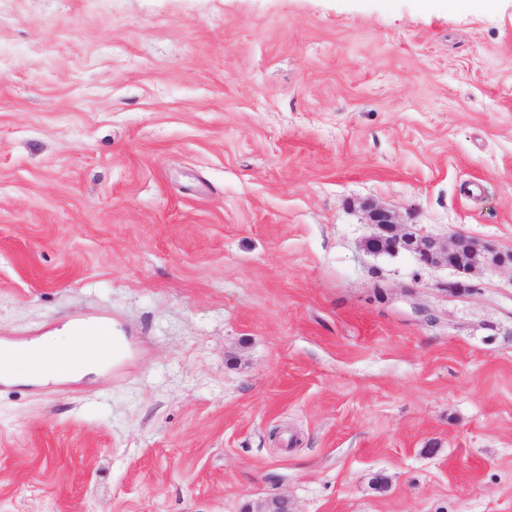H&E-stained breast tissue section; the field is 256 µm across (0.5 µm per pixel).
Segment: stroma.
Listing matches in <instances>:
<instances>
[{
  "mask_svg": "<svg viewBox=\"0 0 512 512\" xmlns=\"http://www.w3.org/2000/svg\"><path fill=\"white\" fill-rule=\"evenodd\" d=\"M0 0V512H512V0ZM472 283L469 292L454 290ZM367 211L368 224L373 228L365 240L370 253L397 255L408 252L422 266L445 265L464 272L487 266L512 268V252L504 253L487 243L458 234L452 235L449 241L417 237L407 231V224H398L396 217L387 209L370 204ZM116 344V336L108 342L104 336H88L64 325L22 349L5 348L0 353V371L4 380L22 384L100 377L112 364Z\"/></svg>",
  "mask_w": 512,
  "mask_h": 512,
  "instance_id": "1",
  "label": "stroma"
}]
</instances>
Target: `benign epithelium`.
I'll use <instances>...</instances> for the list:
<instances>
[{
  "label": "benign epithelium",
  "mask_w": 512,
  "mask_h": 512,
  "mask_svg": "<svg viewBox=\"0 0 512 512\" xmlns=\"http://www.w3.org/2000/svg\"><path fill=\"white\" fill-rule=\"evenodd\" d=\"M368 224L373 232L365 246L373 254L397 255L408 252L422 266L445 265L464 272H473L487 266L512 267V252L504 253L487 243L453 235L449 239L418 237L397 222L387 209L367 206ZM256 512H292L288 499L273 498L257 504Z\"/></svg>",
  "instance_id": "benign-epithelium-1"
}]
</instances>
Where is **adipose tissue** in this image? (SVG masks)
<instances>
[{"label":"adipose tissue","mask_w":512,"mask_h":512,"mask_svg":"<svg viewBox=\"0 0 512 512\" xmlns=\"http://www.w3.org/2000/svg\"><path fill=\"white\" fill-rule=\"evenodd\" d=\"M115 342L63 326L24 348L0 352V378L13 383L45 384L102 376L112 363Z\"/></svg>","instance_id":"adipose-tissue-1"}]
</instances>
